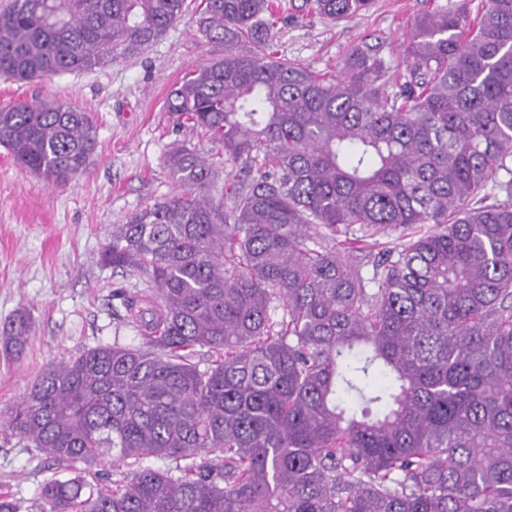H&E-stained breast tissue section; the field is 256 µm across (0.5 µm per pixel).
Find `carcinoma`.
Listing matches in <instances>:
<instances>
[{"instance_id":"carcinoma-1","label":"carcinoma","mask_w":512,"mask_h":512,"mask_svg":"<svg viewBox=\"0 0 512 512\" xmlns=\"http://www.w3.org/2000/svg\"><path fill=\"white\" fill-rule=\"evenodd\" d=\"M371 3L313 0L333 21ZM185 10L12 0L0 76L126 60ZM277 11L203 0L218 52L167 111L239 174L215 200L216 170L178 145L184 191L112 227V311L141 343L53 362L13 407L57 469L38 512H512V0L424 12L403 63L365 46L329 75L273 50ZM0 145L64 186L97 130L17 103ZM27 331L4 330L17 356ZM110 456L129 468L110 491L61 476Z\"/></svg>"}]
</instances>
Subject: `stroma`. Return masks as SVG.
Here are the masks:
<instances>
[{
    "label": "stroma",
    "mask_w": 512,
    "mask_h": 512,
    "mask_svg": "<svg viewBox=\"0 0 512 512\" xmlns=\"http://www.w3.org/2000/svg\"><path fill=\"white\" fill-rule=\"evenodd\" d=\"M278 2L275 51L318 73L338 70L366 44L401 61L418 14L459 5L474 14L484 6V0H373L368 12L331 21L312 0ZM199 10L191 0L184 18L125 61L27 83L0 77V107L60 100L86 109L98 135L89 167L63 188L45 186L0 146V327L20 312L29 318L22 355L0 346V494L28 512L38 506L40 487L54 468L10 434L9 409L51 362L100 344H139L137 333L112 315V270L103 266L102 250L113 225L178 192L166 166L175 145L218 158L199 129L175 124L166 109L170 90L214 55L197 29Z\"/></svg>",
    "instance_id": "1"
}]
</instances>
